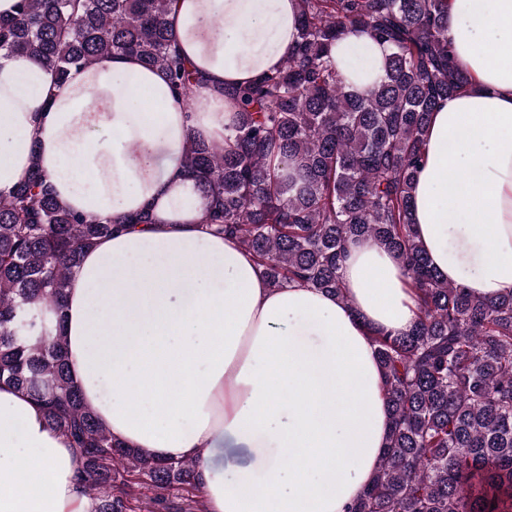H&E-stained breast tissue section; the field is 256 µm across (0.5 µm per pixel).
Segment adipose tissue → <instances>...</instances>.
<instances>
[{
    "instance_id": "obj_1",
    "label": "adipose tissue",
    "mask_w": 512,
    "mask_h": 512,
    "mask_svg": "<svg viewBox=\"0 0 512 512\" xmlns=\"http://www.w3.org/2000/svg\"><path fill=\"white\" fill-rule=\"evenodd\" d=\"M297 0H171L168 22L204 77L186 112L164 71L131 55L71 70L0 52V194L39 165L69 209L150 223L97 241L63 311L71 379L126 445L203 459L205 512H344L388 428L373 331L415 316L408 279L369 241L351 245L345 300L275 289L252 253L210 234L184 168L189 136L224 141V91L279 68ZM448 40L470 77L427 131L413 222L440 275L512 291V0H448ZM386 47L333 49L345 83L384 75ZM80 460L21 391L0 384V512H93Z\"/></svg>"
}]
</instances>
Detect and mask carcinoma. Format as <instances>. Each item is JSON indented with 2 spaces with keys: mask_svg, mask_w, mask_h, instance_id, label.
<instances>
[{
  "mask_svg": "<svg viewBox=\"0 0 512 512\" xmlns=\"http://www.w3.org/2000/svg\"><path fill=\"white\" fill-rule=\"evenodd\" d=\"M170 0H18L0 51L64 81L108 54L162 69L185 108L202 78L178 51ZM283 66L224 94V146L190 139L201 223L251 252L268 284L345 300L341 269L367 239L391 252L417 298L407 332L374 333L390 427L376 470L346 512H512V293L471 295L440 278L411 222L426 128L468 79L448 46V0H298ZM386 44L383 78L357 93L331 57L339 37ZM149 216L102 220L62 206L39 167L0 194V384L30 396L79 453L94 512H202L201 459L163 460L117 441L70 381L65 286L84 250ZM151 492L132 504L129 489Z\"/></svg>",
  "mask_w": 512,
  "mask_h": 512,
  "instance_id": "cac0c4a2",
  "label": "carcinoma"
}]
</instances>
